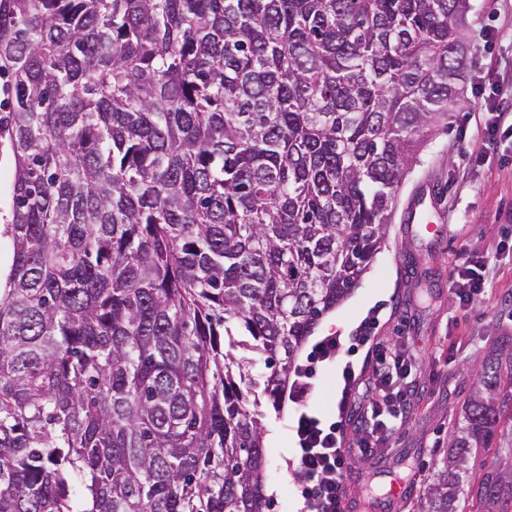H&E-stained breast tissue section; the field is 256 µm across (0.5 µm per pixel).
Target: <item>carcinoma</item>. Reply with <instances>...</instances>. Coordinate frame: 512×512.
I'll list each match as a JSON object with an SVG mask.
<instances>
[{"label":"carcinoma","instance_id":"cac0c4a2","mask_svg":"<svg viewBox=\"0 0 512 512\" xmlns=\"http://www.w3.org/2000/svg\"><path fill=\"white\" fill-rule=\"evenodd\" d=\"M470 9L0 0V512H264L259 395L277 403L465 103ZM505 374L512 343L473 364L414 512H512ZM14 162L6 142H0V225L2 230L10 216V202L13 189Z\"/></svg>","mask_w":512,"mask_h":512}]
</instances>
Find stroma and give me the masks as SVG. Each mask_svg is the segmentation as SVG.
<instances>
[{
    "mask_svg": "<svg viewBox=\"0 0 512 512\" xmlns=\"http://www.w3.org/2000/svg\"><path fill=\"white\" fill-rule=\"evenodd\" d=\"M464 42L467 80L464 107L434 131L408 174L385 245L358 288L327 314L309 336L295 365L305 369L315 345L336 336V360L320 364L307 401L324 420L338 417L342 372L353 367L362 382L372 377L366 350L352 338L363 322L373 336L415 349V391L406 424L382 458L350 459L344 477V512H364L373 478L397 484L376 512H412L443 453L448 434L471 392V364L493 342L512 337V136L482 144L483 126L497 98L512 95V0H471ZM486 149L488 161L477 158ZM467 253L489 254L492 294L459 305L448 275ZM298 407L282 398L266 409L264 483L273 493L266 512H301L302 478L296 462Z\"/></svg>",
    "mask_w": 512,
    "mask_h": 512,
    "instance_id": "stroma-1",
    "label": "stroma"
}]
</instances>
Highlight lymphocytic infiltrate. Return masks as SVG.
<instances>
[{"label":"lymphocytic infiltrate","mask_w":512,"mask_h":512,"mask_svg":"<svg viewBox=\"0 0 512 512\" xmlns=\"http://www.w3.org/2000/svg\"><path fill=\"white\" fill-rule=\"evenodd\" d=\"M490 259L472 256L457 265L451 274L455 295L461 304L483 296L489 286ZM371 355L373 379L362 395L361 422L353 443H346L342 423L322 425L309 414H300L296 423L297 456L304 481L301 496L308 512H343V479L349 456L370 458L387 447L405 423L409 386L415 363L413 350L404 344L383 343L368 335L356 337Z\"/></svg>","instance_id":"1"}]
</instances>
